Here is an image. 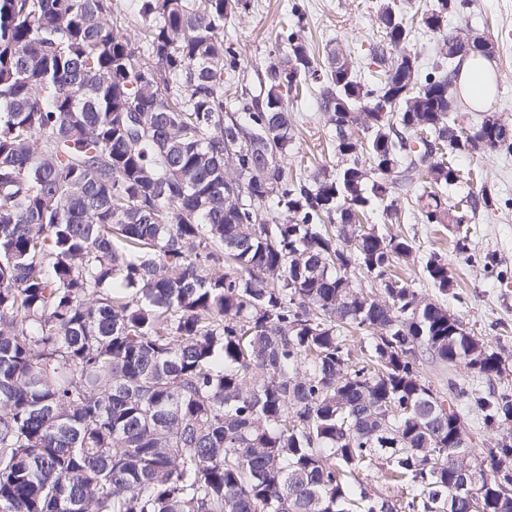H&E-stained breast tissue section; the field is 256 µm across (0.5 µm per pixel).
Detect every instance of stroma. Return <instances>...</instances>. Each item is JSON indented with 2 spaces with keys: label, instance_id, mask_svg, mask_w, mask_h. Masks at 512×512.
I'll return each mask as SVG.
<instances>
[{
  "label": "stroma",
  "instance_id": "stroma-1",
  "mask_svg": "<svg viewBox=\"0 0 512 512\" xmlns=\"http://www.w3.org/2000/svg\"><path fill=\"white\" fill-rule=\"evenodd\" d=\"M244 13L228 16L224 35L237 43L248 64L243 85L259 92L258 68L264 67L273 49L275 34L291 15L293 0H251ZM306 8L305 33L316 46H343L351 49L359 63L369 61L368 44L381 35L377 5L379 0H303ZM448 26L472 36L486 38L494 53L489 63L496 77V93L484 109L461 103L460 111L471 121H480L485 112H494L512 124V0H468L462 15L448 18ZM300 132L296 146L303 152H320L326 145L328 128L317 110L314 97L292 103ZM461 170L480 169L482 182L462 180L449 189V203L470 193L487 189L493 197L490 208L478 209L470 219L464 250L454 247V225L431 229L425 224L384 222L375 215L384 231L415 238L421 252L443 250L460 292L444 298L468 331L482 336L512 367V152L486 151L477 156L460 155Z\"/></svg>",
  "mask_w": 512,
  "mask_h": 512
}]
</instances>
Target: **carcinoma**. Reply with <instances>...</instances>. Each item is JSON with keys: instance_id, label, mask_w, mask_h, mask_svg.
Masks as SVG:
<instances>
[{"instance_id": "obj_1", "label": "carcinoma", "mask_w": 512, "mask_h": 512, "mask_svg": "<svg viewBox=\"0 0 512 512\" xmlns=\"http://www.w3.org/2000/svg\"><path fill=\"white\" fill-rule=\"evenodd\" d=\"M466 5L380 0L364 77L294 4L253 95L224 39L251 0H0V512H512V444L469 452L471 499L448 452L464 407L512 436V389L432 400L417 366L505 360L397 273L444 297L442 252L364 225L460 226L457 157L512 152L511 124L457 113L492 53L448 30ZM420 30L445 48L426 70ZM305 89L345 164L296 177Z\"/></svg>"}]
</instances>
